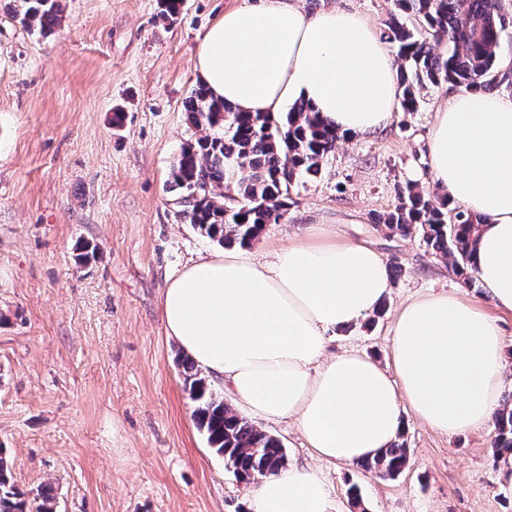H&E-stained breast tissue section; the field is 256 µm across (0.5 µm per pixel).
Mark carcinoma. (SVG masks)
<instances>
[{"instance_id": "cac0c4a2", "label": "carcinoma", "mask_w": 512, "mask_h": 512, "mask_svg": "<svg viewBox=\"0 0 512 512\" xmlns=\"http://www.w3.org/2000/svg\"><path fill=\"white\" fill-rule=\"evenodd\" d=\"M393 16L381 38L394 50L401 106L417 108L420 90L442 82L468 90H487L512 82L499 76L502 37L512 21L500 0H392ZM21 22L42 32L57 23L60 0H9ZM191 123L204 135L186 144L172 168L171 187L178 192L183 219L221 247L252 243L266 224H278L288 212L292 184L321 172L342 134L318 113L297 102L275 115L237 112L199 84L186 104ZM231 183L236 195L214 193ZM482 215L434 197L416 184H406L397 204L380 223L390 234L417 235L425 247L452 259L454 273L467 285L469 267ZM185 388L196 403V423L228 468L247 482L287 465L281 441L257 428L224 404L209 388L193 361L182 357ZM492 447L512 451V399L493 424ZM404 443L396 441L361 467L384 478L400 474L407 464ZM0 512H30L26 493L13 480L0 448Z\"/></svg>"}]
</instances>
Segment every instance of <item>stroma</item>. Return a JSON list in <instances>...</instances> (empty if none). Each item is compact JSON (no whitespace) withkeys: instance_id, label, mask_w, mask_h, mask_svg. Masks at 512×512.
Masks as SVG:
<instances>
[{"instance_id":"obj_1","label":"stroma","mask_w":512,"mask_h":512,"mask_svg":"<svg viewBox=\"0 0 512 512\" xmlns=\"http://www.w3.org/2000/svg\"><path fill=\"white\" fill-rule=\"evenodd\" d=\"M244 3L182 0L171 18L160 0H61L45 35L0 6V448L29 498L52 486L57 512H247L248 485L200 432L160 316L167 278L221 251L181 218L169 181L201 135L184 110L200 40ZM299 5L351 8L378 30L392 14L391 0ZM456 92L429 87L382 133L341 140L248 246L263 256L324 224L393 265L382 312L338 331L330 352L390 367L398 309L430 292L496 312L419 238L376 224L406 183L432 190L428 135ZM402 435L409 462L392 479L316 462L336 512H512V454L490 430L449 437L408 411Z\"/></svg>"}]
</instances>
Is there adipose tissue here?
Returning a JSON list of instances; mask_svg holds the SVG:
<instances>
[{
  "instance_id": "adipose-tissue-1",
  "label": "adipose tissue",
  "mask_w": 512,
  "mask_h": 512,
  "mask_svg": "<svg viewBox=\"0 0 512 512\" xmlns=\"http://www.w3.org/2000/svg\"><path fill=\"white\" fill-rule=\"evenodd\" d=\"M197 68L214 97L243 112L278 113L297 101L350 137L385 129L401 89L395 57L358 11L310 15L295 0H251L204 34ZM431 181L450 205L487 217L470 266L499 312L512 314V98L451 96L428 140ZM390 288L370 246L322 224L290 235L260 259L243 251L203 258L169 279L167 336L228 388L236 409L266 423L294 419L319 459L355 466L390 447L412 411L448 436L489 427L502 404L504 342L497 315L452 292L398 311L393 371L354 351L329 354L330 336L375 313ZM249 512H335L312 466L267 475Z\"/></svg>"
}]
</instances>
